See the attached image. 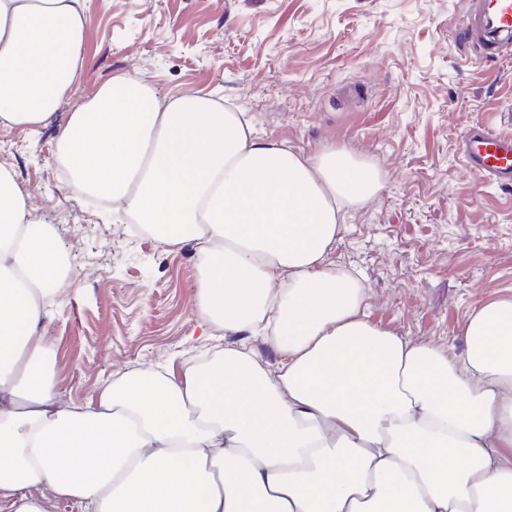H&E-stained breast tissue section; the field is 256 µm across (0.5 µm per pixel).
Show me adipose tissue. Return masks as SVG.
<instances>
[{"instance_id": "1", "label": "adipose tissue", "mask_w": 512, "mask_h": 512, "mask_svg": "<svg viewBox=\"0 0 512 512\" xmlns=\"http://www.w3.org/2000/svg\"><path fill=\"white\" fill-rule=\"evenodd\" d=\"M87 0H0V124L48 126L83 69ZM74 195L107 197L157 242H195L199 315L261 337L172 372L145 366L63 401L45 301L71 270L0 170V512H512V297L457 357L365 320L328 257L369 164L260 141L205 95L160 101L127 74L58 134ZM216 336H222L221 348L237 347L242 343H247L253 350L254 355L258 361L270 369H275L279 355L269 344L265 343L263 339L254 336H248L247 333L241 334H225L224 330L215 331Z\"/></svg>"}]
</instances>
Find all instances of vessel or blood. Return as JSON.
Masks as SVG:
<instances>
[{"instance_id":"vessel-or-blood-1","label":"vessel or blood","mask_w":512,"mask_h":512,"mask_svg":"<svg viewBox=\"0 0 512 512\" xmlns=\"http://www.w3.org/2000/svg\"><path fill=\"white\" fill-rule=\"evenodd\" d=\"M456 36L461 45L473 47L481 61L511 59L512 0H467ZM459 149L479 179L498 186L512 184V138L488 126H471L461 132Z\"/></svg>"}]
</instances>
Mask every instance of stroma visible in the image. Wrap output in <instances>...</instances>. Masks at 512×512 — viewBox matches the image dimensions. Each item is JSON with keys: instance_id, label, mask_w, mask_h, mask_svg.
I'll return each instance as SVG.
<instances>
[{"instance_id": "1", "label": "stroma", "mask_w": 512, "mask_h": 512, "mask_svg": "<svg viewBox=\"0 0 512 512\" xmlns=\"http://www.w3.org/2000/svg\"><path fill=\"white\" fill-rule=\"evenodd\" d=\"M464 0H88L84 68L52 125L0 126V170L31 194L74 279L47 307L64 399L140 366L214 356L198 313L194 243L169 250L130 218L71 193L58 131L113 75L159 96L208 92L258 136L312 157L373 165L381 188L348 208L331 260L364 285L363 312L413 343L463 352L462 325L512 297V191L487 185L458 151L464 128L512 137V60L456 44Z\"/></svg>"}]
</instances>
